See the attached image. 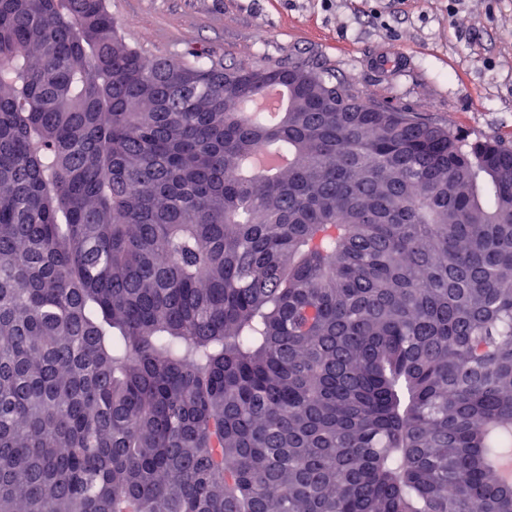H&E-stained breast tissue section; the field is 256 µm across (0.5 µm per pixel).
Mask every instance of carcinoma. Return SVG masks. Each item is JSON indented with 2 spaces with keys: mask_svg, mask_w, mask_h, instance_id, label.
<instances>
[{
  "mask_svg": "<svg viewBox=\"0 0 512 512\" xmlns=\"http://www.w3.org/2000/svg\"><path fill=\"white\" fill-rule=\"evenodd\" d=\"M379 104L0 0V512H512V142Z\"/></svg>",
  "mask_w": 512,
  "mask_h": 512,
  "instance_id": "obj_1",
  "label": "carcinoma"
}]
</instances>
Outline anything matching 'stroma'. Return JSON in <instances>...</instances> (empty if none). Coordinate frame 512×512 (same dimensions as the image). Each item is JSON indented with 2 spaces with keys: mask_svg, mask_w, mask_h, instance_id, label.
<instances>
[{
  "mask_svg": "<svg viewBox=\"0 0 512 512\" xmlns=\"http://www.w3.org/2000/svg\"><path fill=\"white\" fill-rule=\"evenodd\" d=\"M146 56L324 61L362 97L419 111L460 141L512 140V0H107Z\"/></svg>",
  "mask_w": 512,
  "mask_h": 512,
  "instance_id": "1",
  "label": "stroma"
}]
</instances>
